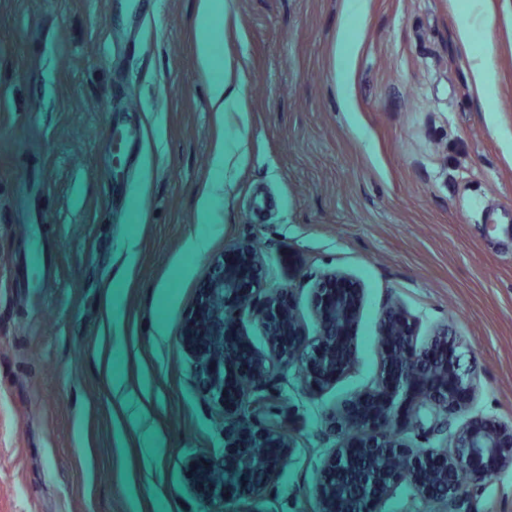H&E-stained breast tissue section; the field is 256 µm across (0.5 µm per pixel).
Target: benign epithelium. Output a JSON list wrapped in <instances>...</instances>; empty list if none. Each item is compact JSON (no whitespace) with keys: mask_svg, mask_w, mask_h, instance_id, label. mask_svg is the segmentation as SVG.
Instances as JSON below:
<instances>
[{"mask_svg":"<svg viewBox=\"0 0 512 512\" xmlns=\"http://www.w3.org/2000/svg\"><path fill=\"white\" fill-rule=\"evenodd\" d=\"M363 297L358 281L338 272L321 275L311 293L318 334L310 340L290 290L267 288L257 249L236 244L213 258L180 332L200 391L224 416L222 451L200 452L184 463L200 503L247 500L278 481L295 444L259 391L280 367L296 366L312 392L350 374ZM247 313L262 324L267 350L256 349L245 334ZM377 336L374 385L344 400L327 421L326 433L338 444L316 486V512H381L403 483L420 500L447 505L460 497L461 477L477 484L512 467V425L469 414L476 386L448 327L420 346L416 320L389 300ZM460 416L465 420L448 448L412 447L398 434L401 422L442 433Z\"/></svg>","mask_w":512,"mask_h":512,"instance_id":"obj_1","label":"benign epithelium"}]
</instances>
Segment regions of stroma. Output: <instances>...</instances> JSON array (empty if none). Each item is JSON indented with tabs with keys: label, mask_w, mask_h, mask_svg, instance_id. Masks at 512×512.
<instances>
[{
	"label": "stroma",
	"mask_w": 512,
	"mask_h": 512,
	"mask_svg": "<svg viewBox=\"0 0 512 512\" xmlns=\"http://www.w3.org/2000/svg\"><path fill=\"white\" fill-rule=\"evenodd\" d=\"M197 3L0 0V512H206L183 465L224 422L179 336L212 257L248 241L308 337L320 275L364 299L354 371L316 394L281 371L296 446L224 512H315L325 420L373 381L389 298L419 342H459L472 414L512 424V0H228L210 69ZM224 76L241 111L212 108ZM117 124L142 131L128 176ZM382 512H512V468L452 507L400 485Z\"/></svg>",
	"instance_id": "stroma-1"
}]
</instances>
